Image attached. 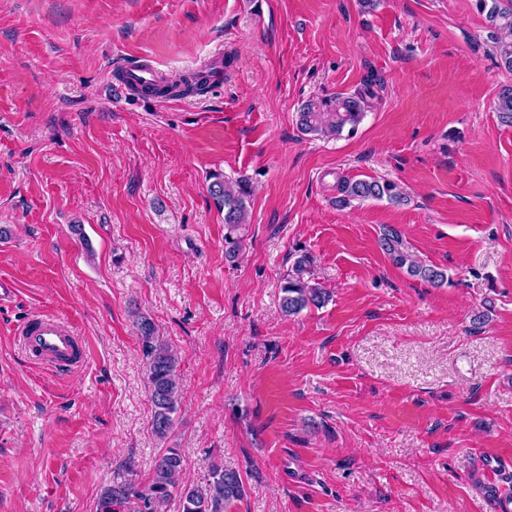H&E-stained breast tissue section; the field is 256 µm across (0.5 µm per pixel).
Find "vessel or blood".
<instances>
[{
	"mask_svg": "<svg viewBox=\"0 0 512 512\" xmlns=\"http://www.w3.org/2000/svg\"><path fill=\"white\" fill-rule=\"evenodd\" d=\"M19 342L31 362L66 371L84 365L89 356L85 340L77 336L73 326L54 315L28 321L19 330Z\"/></svg>",
	"mask_w": 512,
	"mask_h": 512,
	"instance_id": "obj_1",
	"label": "vessel or blood"
}]
</instances>
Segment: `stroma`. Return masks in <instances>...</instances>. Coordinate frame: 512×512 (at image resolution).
<instances>
[{"label":"stroma","mask_w":512,"mask_h":512,"mask_svg":"<svg viewBox=\"0 0 512 512\" xmlns=\"http://www.w3.org/2000/svg\"><path fill=\"white\" fill-rule=\"evenodd\" d=\"M226 61L200 95L118 88L124 65ZM377 81L355 134L304 136L300 104ZM474 0H0V512H96L163 443L134 312L178 351L166 444L187 480L212 460L228 512H498L512 499V127ZM248 177L244 241L224 248L208 175ZM341 176L408 196L335 205ZM82 225L77 238L72 225ZM400 231L451 284L379 247ZM332 294L295 318L297 248ZM490 306L488 320L473 317ZM43 314L90 346L81 370L29 364ZM504 463L488 484L476 465ZM379 245L391 262L405 269L409 276L436 288L448 284L450 280L448 274L439 267L420 261L395 228L388 227L383 231L379 238Z\"/></svg>","instance_id":"stroma-1"}]
</instances>
